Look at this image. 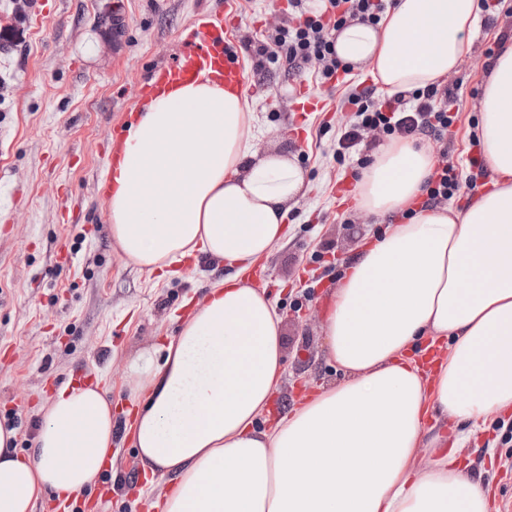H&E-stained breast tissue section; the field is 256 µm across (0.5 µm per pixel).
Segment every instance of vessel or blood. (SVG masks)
Returning <instances> with one entry per match:
<instances>
[{
	"label": "vessel or blood",
	"instance_id": "1",
	"mask_svg": "<svg viewBox=\"0 0 512 512\" xmlns=\"http://www.w3.org/2000/svg\"><path fill=\"white\" fill-rule=\"evenodd\" d=\"M204 75L222 81L228 89L246 81L229 45L224 19L218 15H205L193 23L190 34L181 42L177 59L157 69L141 93L148 98Z\"/></svg>",
	"mask_w": 512,
	"mask_h": 512
}]
</instances>
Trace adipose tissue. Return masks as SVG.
Wrapping results in <instances>:
<instances>
[{"label":"adipose tissue","instance_id":"adipose-tissue-1","mask_svg":"<svg viewBox=\"0 0 512 512\" xmlns=\"http://www.w3.org/2000/svg\"><path fill=\"white\" fill-rule=\"evenodd\" d=\"M478 11V0H395L378 25L337 32L336 54L371 64L387 92L423 87L470 52ZM479 106L492 182L464 210L418 206L436 163L426 148L393 140L375 153L360 207L409 218L339 279L323 331L340 379L261 429L285 375L283 335L246 273L283 245L304 172L247 138L245 89L206 77L146 101L110 175L112 241L151 274L196 253L229 274L158 345L123 430L95 385L59 388L28 455L0 423V512L77 502L121 434L144 473L171 480L163 512H490L491 484L462 453L489 418L512 417V37ZM450 418L459 445L441 454L427 423Z\"/></svg>","mask_w":512,"mask_h":512}]
</instances>
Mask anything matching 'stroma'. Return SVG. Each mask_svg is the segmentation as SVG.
I'll list each match as a JSON object with an SVG mask.
<instances>
[{"label":"stroma","mask_w":512,"mask_h":512,"mask_svg":"<svg viewBox=\"0 0 512 512\" xmlns=\"http://www.w3.org/2000/svg\"><path fill=\"white\" fill-rule=\"evenodd\" d=\"M34 0H0V421L18 429L17 448H29L49 398L73 370L95 375L112 397V419H130L129 396L140 372L154 364V346L173 335L180 316L220 273L203 260L164 282L119 255L100 194L114 126L138 102V85L172 61L179 37L201 14L230 17L228 37L263 40L286 23L288 0H44L49 20L33 22ZM120 14L115 30L105 19ZM506 18L478 23L473 47L448 74L461 105L452 154L462 173L480 158L469 141L480 117L484 52L496 47ZM249 72L247 135L256 149L295 155L308 190L288 215L281 249L260 259L265 287L278 303L284 329L286 376L275 394L285 413L340 372L324 356L321 319L358 245L376 240L384 219L358 209L356 174L373 157L359 146L336 157V130L350 113L338 108L349 88L374 85L368 70L347 84L322 82L315 66L295 72L256 69L252 51L239 59ZM318 97L317 112L296 109L299 94ZM67 259L56 262V251ZM488 429L468 444L473 460L497 447L490 470L499 512H512L501 491L512 485V447ZM131 441L112 448V496L97 512H143L132 492L141 481Z\"/></svg>","instance_id":"obj_1"}]
</instances>
